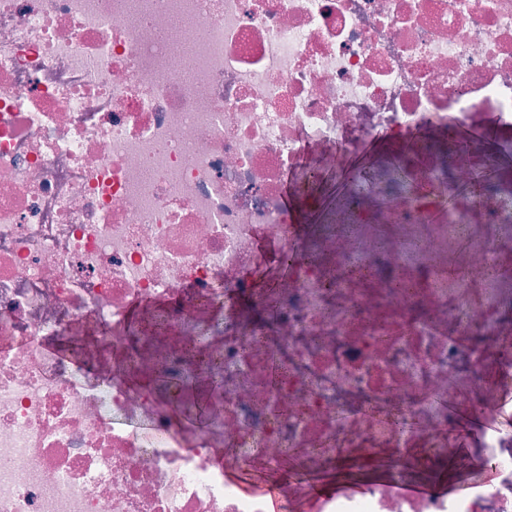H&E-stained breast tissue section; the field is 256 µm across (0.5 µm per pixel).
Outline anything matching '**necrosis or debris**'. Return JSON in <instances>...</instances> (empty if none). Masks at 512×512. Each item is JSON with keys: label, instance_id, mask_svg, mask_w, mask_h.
<instances>
[{"label": "necrosis or debris", "instance_id": "1", "mask_svg": "<svg viewBox=\"0 0 512 512\" xmlns=\"http://www.w3.org/2000/svg\"><path fill=\"white\" fill-rule=\"evenodd\" d=\"M476 113L512 144V0H0V512H270L228 471L463 447L449 401L512 385ZM484 445L480 498L319 512H512Z\"/></svg>", "mask_w": 512, "mask_h": 512}]
</instances>
